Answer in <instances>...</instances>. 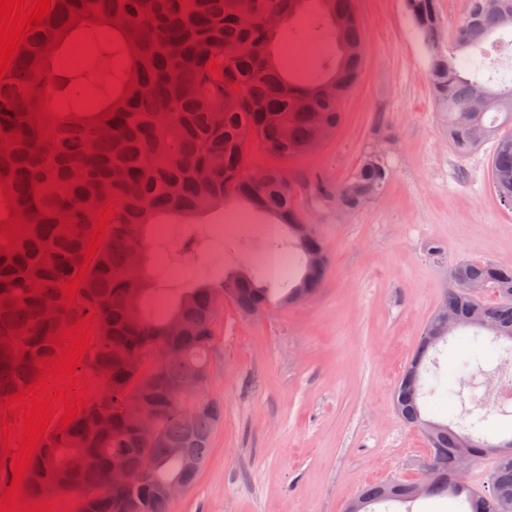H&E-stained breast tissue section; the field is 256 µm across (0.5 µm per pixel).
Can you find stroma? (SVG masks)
<instances>
[{"instance_id": "1", "label": "stroma", "mask_w": 512, "mask_h": 512, "mask_svg": "<svg viewBox=\"0 0 512 512\" xmlns=\"http://www.w3.org/2000/svg\"><path fill=\"white\" fill-rule=\"evenodd\" d=\"M354 7L364 65L335 135L288 160L249 142L244 172L283 167L336 183L381 146L392 177L380 198L348 216L299 199L328 256L309 302L275 304L260 316L241 314L228 299L216 305L201 395L223 404L224 421L172 512H344L369 482L422 477L429 448L395 409L397 382L450 286L449 266H512V208L490 186L491 144L465 158L450 150L403 0H354ZM232 212L244 223L231 236L214 235L213 225ZM264 222L235 204L152 234L151 260L166 273L153 309H168L191 270L264 275ZM437 243L439 255L431 251ZM496 365L485 361L460 399L426 398L427 417L447 422L477 408Z\"/></svg>"}]
</instances>
